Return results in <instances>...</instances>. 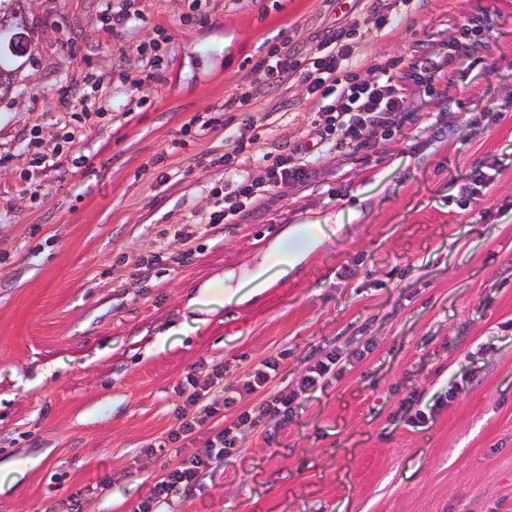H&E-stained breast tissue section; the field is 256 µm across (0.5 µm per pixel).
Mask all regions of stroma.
Wrapping results in <instances>:
<instances>
[{"label": "stroma", "instance_id": "obj_1", "mask_svg": "<svg viewBox=\"0 0 512 512\" xmlns=\"http://www.w3.org/2000/svg\"><path fill=\"white\" fill-rule=\"evenodd\" d=\"M134 0L112 37L97 0H27L38 69L0 102V512H133L181 457L164 440L186 372L238 385L280 356L275 385L349 337L368 348L301 397L272 437L244 429L173 512H512V0H429L389 36L362 16L363 65L445 51L451 20L489 11L492 36L450 68L369 161L331 153L304 187L239 223L209 226L224 131L198 137L258 56L285 39L311 51L324 0ZM173 58L143 82L141 46ZM100 74L104 114L70 127L57 94ZM142 80L145 105L129 104ZM238 136L263 154L299 141L300 107ZM54 166L32 161L28 141ZM495 180L469 200L475 164ZM326 241L294 272L198 323L190 296L242 271L292 224ZM195 225L190 242L175 230ZM167 247L169 260L143 266ZM195 251L186 263L172 257ZM427 414L409 426L410 411Z\"/></svg>", "mask_w": 512, "mask_h": 512}]
</instances>
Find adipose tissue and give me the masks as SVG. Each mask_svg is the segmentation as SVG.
Listing matches in <instances>:
<instances>
[{"mask_svg": "<svg viewBox=\"0 0 512 512\" xmlns=\"http://www.w3.org/2000/svg\"><path fill=\"white\" fill-rule=\"evenodd\" d=\"M322 242V225L312 222L292 225L271 241L253 267L238 275L225 273L223 278L206 283L193 302L210 311L244 303L269 288L277 279L288 275Z\"/></svg>", "mask_w": 512, "mask_h": 512, "instance_id": "adipose-tissue-1", "label": "adipose tissue"}]
</instances>
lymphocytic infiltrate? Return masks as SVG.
I'll use <instances>...</instances> for the list:
<instances>
[{
	"label": "lymphocytic infiltrate",
	"instance_id": "f902f5d3",
	"mask_svg": "<svg viewBox=\"0 0 512 512\" xmlns=\"http://www.w3.org/2000/svg\"><path fill=\"white\" fill-rule=\"evenodd\" d=\"M365 2L376 30L389 35L405 13L421 9L425 0ZM358 20L355 10L344 12L319 33L307 54L289 40L274 46L254 63L258 78L250 90L225 98L228 113L252 101L266 102L268 114L287 113L298 103L286 96L293 83L302 87V100L316 110L318 118L299 142L273 156L251 154L234 130L225 128L224 184L210 189L216 205L210 223H233L265 206L281 186L310 183L316 161L332 151L370 158L379 136L405 121L409 95L431 91L447 68L472 65L476 40L490 37L487 16H468L457 23L447 53L399 57L370 64L362 72L355 59ZM342 360V352L325 354L308 368L300 386L291 390H269L279 367L274 357L263 359L250 378L236 386L225 384L220 364L212 365L203 380L187 373L179 389L182 402L173 411L174 426L166 441L189 448L190 453L155 480L134 512H170L174 498L192 494L216 460L237 452L243 428L286 422L295 402L319 381L337 375ZM256 394L260 402L246 406V399ZM229 410L234 413L230 420L225 417Z\"/></svg>",
	"mask_w": 512,
	"mask_h": 512
}]
</instances>
